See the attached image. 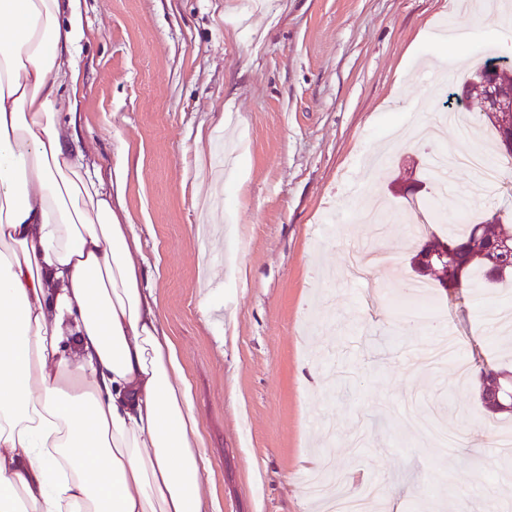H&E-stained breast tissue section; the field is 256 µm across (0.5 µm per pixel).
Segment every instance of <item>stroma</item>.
<instances>
[{"label": "stroma", "mask_w": 512, "mask_h": 512, "mask_svg": "<svg viewBox=\"0 0 512 512\" xmlns=\"http://www.w3.org/2000/svg\"><path fill=\"white\" fill-rule=\"evenodd\" d=\"M512 0H80L86 38L75 135L117 182L142 239L149 288L174 340L204 439L205 493L219 512H321L308 472L381 493L364 512H512V455L487 416L481 368L512 371V341L483 331L470 292L428 277L437 321L403 333L391 297L431 234L500 211L512 225V172L488 197L448 175V216L427 192L437 149L464 136L405 139L489 57L512 63ZM475 36L468 54L442 23ZM416 171H409V164ZM398 258L371 280L346 278L353 250ZM461 340L429 369L424 346ZM444 424L435 447L412 410Z\"/></svg>", "instance_id": "stroma-1"}]
</instances>
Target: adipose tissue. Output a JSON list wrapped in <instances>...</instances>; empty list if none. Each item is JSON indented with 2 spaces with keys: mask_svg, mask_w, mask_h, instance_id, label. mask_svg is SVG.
<instances>
[{
  "mask_svg": "<svg viewBox=\"0 0 512 512\" xmlns=\"http://www.w3.org/2000/svg\"><path fill=\"white\" fill-rule=\"evenodd\" d=\"M83 37L77 0H0V512H215L139 237L64 128Z\"/></svg>",
  "mask_w": 512,
  "mask_h": 512,
  "instance_id": "obj_1",
  "label": "adipose tissue"
}]
</instances>
